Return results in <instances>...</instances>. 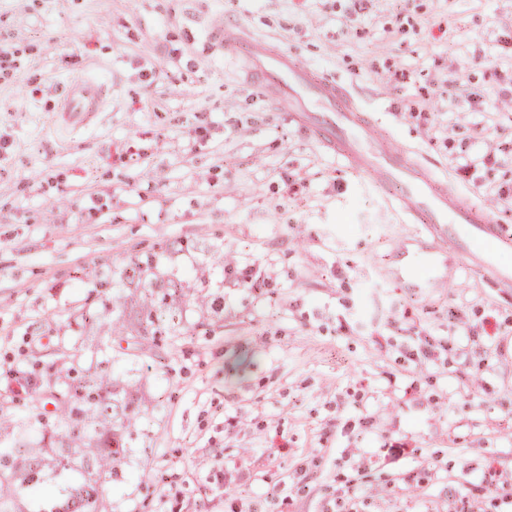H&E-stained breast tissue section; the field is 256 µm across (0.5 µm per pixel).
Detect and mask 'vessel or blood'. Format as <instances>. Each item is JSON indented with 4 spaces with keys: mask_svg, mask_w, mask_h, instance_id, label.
<instances>
[{
    "mask_svg": "<svg viewBox=\"0 0 512 512\" xmlns=\"http://www.w3.org/2000/svg\"><path fill=\"white\" fill-rule=\"evenodd\" d=\"M215 34L227 44H239L250 72L259 74L290 119L309 130L319 143L367 172L406 223L418 224L434 246L412 253L414 287L426 288L425 274L441 266L442 257L488 271L493 280L512 284V266L502 265L501 253L512 250V234L483 206L466 202L439 180L411 152L362 112L345 84L310 69L297 57L272 42L250 36L242 29L216 26ZM99 87L75 79L63 102L73 121L100 111Z\"/></svg>",
    "mask_w": 512,
    "mask_h": 512,
    "instance_id": "obj_1",
    "label": "vessel or blood"
}]
</instances>
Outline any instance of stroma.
Returning <instances> with one entry per match:
<instances>
[{
  "label": "stroma",
  "instance_id": "stroma-1",
  "mask_svg": "<svg viewBox=\"0 0 512 512\" xmlns=\"http://www.w3.org/2000/svg\"><path fill=\"white\" fill-rule=\"evenodd\" d=\"M219 18L345 82L512 231L460 169L476 142L512 184V0H0V418L29 401L7 370L133 322L148 257L185 295L173 339L112 364L144 403L103 512H496L468 473L512 479V288L453 259L441 288L394 277L419 225L241 77ZM77 76L105 107L64 133ZM23 454L43 484L17 512H60L84 470Z\"/></svg>",
  "mask_w": 512,
  "mask_h": 512
}]
</instances>
